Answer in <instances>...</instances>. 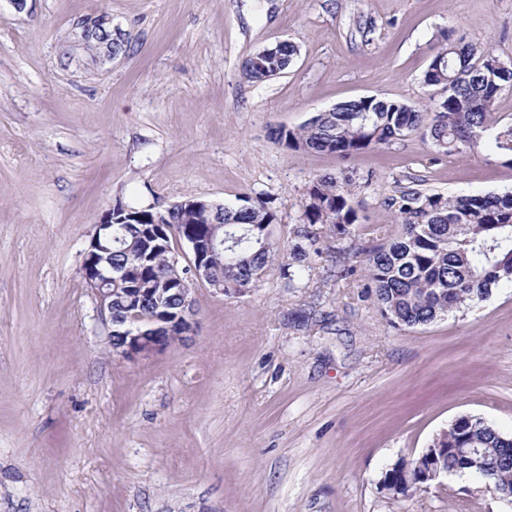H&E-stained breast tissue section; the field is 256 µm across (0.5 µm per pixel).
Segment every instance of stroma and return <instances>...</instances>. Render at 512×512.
<instances>
[{"label":"stroma","instance_id":"obj_1","mask_svg":"<svg viewBox=\"0 0 512 512\" xmlns=\"http://www.w3.org/2000/svg\"><path fill=\"white\" fill-rule=\"evenodd\" d=\"M95 13L133 54L94 61L76 25ZM445 31L512 60V0H0V512H506L466 474L407 499L380 481L458 416L512 436V288L396 327L364 264L401 231L400 190L512 191V166L417 134L361 154L360 222L303 281L196 284L192 334L148 356L113 353L81 274L119 202L262 196L291 249L313 177L347 166L270 127L364 96L431 106ZM283 40L286 74L242 78ZM298 48L288 41L264 46L247 56L241 63V75L250 82H262L268 72H285L291 66Z\"/></svg>","mask_w":512,"mask_h":512}]
</instances>
